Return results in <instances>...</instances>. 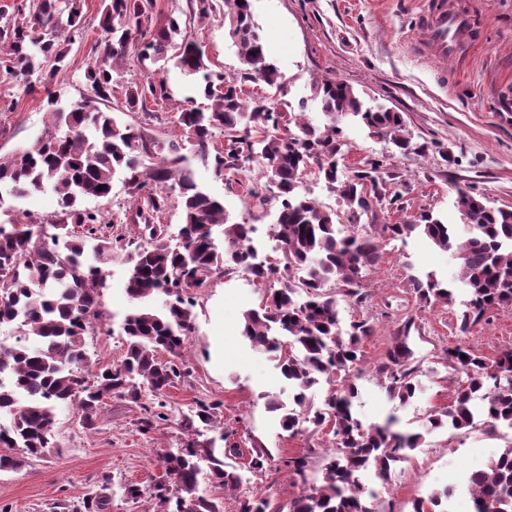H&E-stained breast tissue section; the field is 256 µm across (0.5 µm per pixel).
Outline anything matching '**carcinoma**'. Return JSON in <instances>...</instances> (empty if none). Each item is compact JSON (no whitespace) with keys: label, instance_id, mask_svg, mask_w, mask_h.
Segmentation results:
<instances>
[{"label":"carcinoma","instance_id":"cac0c4a2","mask_svg":"<svg viewBox=\"0 0 512 512\" xmlns=\"http://www.w3.org/2000/svg\"><path fill=\"white\" fill-rule=\"evenodd\" d=\"M84 0H32L29 6H0V71L12 75L26 93L36 91L33 76L49 61L60 71L69 64L70 45L83 27ZM154 0H100V53L85 71L90 94L65 109L56 94L44 88L48 116L44 133L22 153L0 159V199L24 197L47 189L58 195L59 209L48 219L10 218L0 222V273L8 286L0 288V327L14 326L37 343L0 347V471L17 470L32 457L56 447V412L73 408L86 429L95 426L99 411L112 397L138 402L146 384L163 394L183 376L184 352L195 322L194 302L186 288L203 287L218 271L228 276L247 267L252 281L264 287L257 309L243 313L241 336L259 350L277 354L281 375L298 389L295 409L284 410L280 424L293 436L309 423L331 428L332 447L324 450L323 483L311 485L307 471L312 448L283 459L300 492L289 512H373L375 491L363 480L371 471L382 482L394 465L410 459L424 442L421 433L399 429L391 413L383 422L364 425L353 400L356 378L363 374V343L375 330L368 318L341 328V303L361 305L368 294L362 270L378 265L379 239L405 240L425 235L457 260L468 299L459 316L458 331L466 335L493 311L512 306V207H492L472 192L456 189V207L464 230L426 214L421 223L382 224L375 235L350 233L336 211L301 193L303 172L317 166L328 186L339 195L350 215L372 209L367 185L378 189V161L342 179L338 174L343 142L341 118L359 119L375 136L388 139L399 151L415 150L404 134L401 113L368 104L352 87L326 79L313 88L329 123L314 127L301 116L284 121L275 100L282 91L278 67L269 61L251 10V0H224V21L237 48L242 68L236 78L207 64L205 52L180 18L167 17L152 26ZM141 62H165L194 80V95L184 98L177 118L180 136L164 145L146 133L156 117L149 104L171 99L167 78L155 74L143 81L122 80L119 63L130 53ZM262 84L266 96H252L246 85ZM123 99L112 106L115 86ZM208 104L196 106V97ZM139 114L127 122L123 114ZM193 150L186 154L183 145ZM150 159L145 164L144 159ZM198 159L222 177L246 162L258 164L264 184L244 189L265 210L277 206L274 237L280 243L272 261H255L246 250L256 227L234 222L224 203L199 183L192 169ZM123 171L128 194L136 204L128 220L138 229L133 239L115 231L103 234L101 214L84 206L90 198L112 192L117 171ZM104 189L97 190L98 186ZM181 210L177 235L160 222L171 200ZM51 228L40 237L30 225ZM82 228L79 233L76 228ZM126 255L125 284L136 308L122 324L125 347L118 363L102 365L91 359L85 336L94 326L85 316L103 318L100 288L105 267ZM422 304L453 300L436 274L410 278ZM414 318L398 322L380 362L370 373L390 400L404 406L422 390V371L415 356L423 339ZM440 364L457 375L448 405L431 409L425 428L463 430L483 421L490 434L512 433V347L493 356L463 342L442 351ZM355 371V377L330 391L317 406L308 391L321 377ZM216 405L197 403L181 426L192 435L176 453L162 456L165 480L153 487L158 512H183L188 501L196 512H223L221 503L200 492L199 476L226 490L243 484L233 459L248 457L245 468L263 474L274 457L262 446L247 451L230 434L199 439L196 423L215 424ZM466 493L475 512L492 503L496 512H512V443L486 468L469 472L460 486L435 491L413 503V512L436 510L456 493ZM238 512H282L266 497L247 494Z\"/></svg>","mask_w":512,"mask_h":512}]
</instances>
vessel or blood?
<instances>
[{
  "mask_svg": "<svg viewBox=\"0 0 512 512\" xmlns=\"http://www.w3.org/2000/svg\"><path fill=\"white\" fill-rule=\"evenodd\" d=\"M425 37L419 43L427 58L447 60L457 48L459 36L468 29V20L456 0H431L428 11L419 17Z\"/></svg>",
  "mask_w": 512,
  "mask_h": 512,
  "instance_id": "1",
  "label": "vessel or blood"
}]
</instances>
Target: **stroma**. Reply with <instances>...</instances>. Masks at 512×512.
I'll return each mask as SVG.
<instances>
[{"mask_svg":"<svg viewBox=\"0 0 512 512\" xmlns=\"http://www.w3.org/2000/svg\"><path fill=\"white\" fill-rule=\"evenodd\" d=\"M457 2L480 32L481 42L463 46L459 57L441 64L420 59L409 44L420 34L417 19L425 0H252L254 20L282 76L285 112H300L309 123L325 125L327 118L313 87L322 79L336 78L364 99L401 112L406 135L421 147L417 153H402L357 121H343L341 168H362L375 159L383 163L379 189L388 204L376 208L374 215H361L360 223L394 224L423 213L458 223L460 187L492 205L512 207V0ZM213 4L210 16L202 20L194 14L192 0H155L153 24L159 27L168 16L180 17L212 69L231 75L241 63L224 28V0ZM98 9L99 0H85L84 29L69 53L68 68H46L40 74L62 103L87 93L84 72L95 60L101 40ZM167 78L172 98L157 105L158 118L150 125L151 135L163 143L175 133L177 105L185 95L176 71H169ZM46 122L39 99L0 81L1 157L31 145ZM196 177L223 198L234 221L255 224L261 251L270 254L276 211H258L244 192L245 185L260 182L258 165L244 163L221 180L200 166ZM382 251L378 265L364 273L366 302L345 306L342 318L364 316L374 322L375 333L364 344V364L370 368L383 356L398 320L414 317L424 336L419 365L426 389L397 410L380 383L366 376L357 382L355 410L367 425L397 411L401 430L419 432L427 411L447 405L454 390L446 370L437 369L436 362L457 339L455 326L466 293L455 261L423 237L383 241ZM127 272L121 260L108 266L100 290L106 323L86 338L89 353L104 364L120 360L124 351L121 325L135 306L125 290ZM429 272L447 281L454 304L428 307L417 301L409 280ZM262 292L239 273L215 274L205 287L193 289L196 320L185 351L186 376L160 396L146 390L135 403L109 400L92 430L82 427L77 414L59 410L57 448L18 470L0 472V512H52L54 503L61 501L78 506L86 491L97 490L105 474L112 478L106 512H154L153 486L164 477L159 458L188 441L181 420L201 400L218 404V425L240 447L260 443L277 459L332 442L330 430L317 431L309 424L288 435L279 425L278 413L268 407L272 399L293 407L294 390L282 377L275 355L253 349L239 334L243 312L258 307ZM466 342L488 354L512 347V307L476 325ZM148 412L161 413L162 418L144 433L138 422ZM506 445V439L480 428L455 433L441 429L427 435L410 460L395 467L390 481L378 486L379 512H412L416 498L459 485L465 472L485 467ZM130 482L140 484L142 497L124 496L123 487ZM200 486L222 501L224 512H237L243 492L269 497L283 507L298 493L284 469L251 477L239 493L224 491L205 478Z\"/></svg>","mask_w":512,"mask_h":512,"instance_id":"obj_1","label":"stroma"}]
</instances>
